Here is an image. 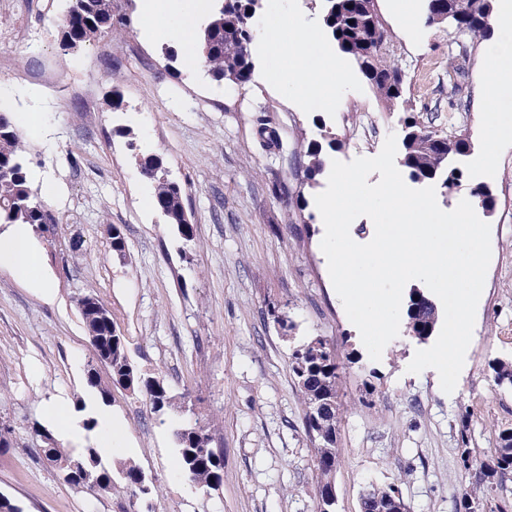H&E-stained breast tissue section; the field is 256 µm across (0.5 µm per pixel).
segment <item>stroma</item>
<instances>
[{
	"instance_id": "35a3bbf8",
	"label": "stroma",
	"mask_w": 512,
	"mask_h": 512,
	"mask_svg": "<svg viewBox=\"0 0 512 512\" xmlns=\"http://www.w3.org/2000/svg\"><path fill=\"white\" fill-rule=\"evenodd\" d=\"M196 0H177L149 17L143 0H115L122 31L76 52L57 47L67 0H0V110L23 128L34 185L58 217L52 238L35 235L36 268L46 289L0 276V496L21 512H314L315 449L290 365L295 342L328 340L340 366L339 459L331 481L337 512H361L372 489L397 485L408 512H455L473 480L460 454H487L495 430L512 427V387L497 384L491 364L512 359V142L496 165L483 158L478 104L491 63L483 47L448 72L446 29L419 22L406 34L393 11L406 0H377L391 36L390 60L407 73L405 104L388 107L351 59L335 96L301 111L270 84L288 69L281 41L317 20L320 0H262L253 19L249 82L215 80L204 65L169 61L168 28L194 16ZM460 94H452V84ZM122 110L111 106L114 94ZM444 133H465V186L491 189L496 208L492 257L455 396L437 372H408L421 344L399 334L371 360L348 319L320 244L325 233L315 196L327 174L304 177L310 142L335 133L327 160L377 156L406 115ZM274 130L260 144V126ZM161 158L184 189L195 238L182 246L154 204L155 186L135 154ZM120 227L123 251L113 250ZM97 296L127 338L131 364L186 394V409L154 411L114 387L105 409L114 419L102 463L138 466L157 493L116 479L108 493L66 482L39 453L32 423L64 399L79 401L92 358L77 307ZM204 419L212 447L224 452L217 489L189 481L177 466L174 431Z\"/></svg>"
}]
</instances>
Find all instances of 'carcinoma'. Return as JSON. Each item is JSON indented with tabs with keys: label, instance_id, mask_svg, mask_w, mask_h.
I'll use <instances>...</instances> for the list:
<instances>
[{
	"label": "carcinoma",
	"instance_id": "carcinoma-1",
	"mask_svg": "<svg viewBox=\"0 0 512 512\" xmlns=\"http://www.w3.org/2000/svg\"><path fill=\"white\" fill-rule=\"evenodd\" d=\"M448 3V34L459 52L467 53L468 43L490 35L489 18L492 0H427V13H435L442 2ZM362 0H323L322 19L326 31L339 51L354 59L364 76L390 105L403 101L405 72L387 63V55L369 57L365 43L389 41V35L379 12L360 8ZM260 0H217L208 23L201 32L200 51L203 62L217 80L235 77L239 83L249 82L252 73L250 46L251 20ZM126 25V19L116 14L114 0H69V6L58 36V49L72 53L95 38ZM402 163L415 180L439 179L451 191L462 185L463 172L458 166L467 155V144L456 136H443L432 126L413 116L404 120L401 137ZM141 174L155 183V206L166 223L175 226L183 244L194 240V227L187 220L183 205V187L168 178L155 155L137 158ZM325 167L323 146L315 141L308 148L305 177L315 178ZM471 193L481 207L492 211L496 199L485 185L471 187ZM0 224H26L31 230H43L46 224H57V218L40 198L34 186L31 160L18 127L6 112H0ZM78 307L85 321L95 361L87 365V385L100 394L102 401L110 398V389L101 385L98 364L110 368L111 382L132 393L142 394L156 412L176 407V397L164 380L138 373L127 356V339L112 320L106 306L93 295H84ZM319 338L297 345L291 351L292 372L304 406L305 430L315 443L314 468L320 476L317 486V512H335L326 500L330 474L336 469V444L328 443L314 410L321 399L339 392L336 359L327 357L318 347ZM178 443L177 463L180 470L196 484L216 487L224 471V453L211 446V437L204 424L196 420L175 431ZM495 445L490 455L473 464L467 436L461 453L464 468H475V486L463 493L457 512H485L484 500L478 489L491 491L488 485L497 475L512 473V427L494 434ZM53 461L65 465L79 461L89 476L99 482L102 491H112V472L101 465L100 450L89 446L73 455L58 442L51 446Z\"/></svg>",
	"mask_w": 512,
	"mask_h": 512
}]
</instances>
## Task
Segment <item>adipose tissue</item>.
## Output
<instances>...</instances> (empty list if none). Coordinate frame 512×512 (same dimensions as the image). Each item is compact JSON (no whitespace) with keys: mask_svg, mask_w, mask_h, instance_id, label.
<instances>
[{"mask_svg":"<svg viewBox=\"0 0 512 512\" xmlns=\"http://www.w3.org/2000/svg\"><path fill=\"white\" fill-rule=\"evenodd\" d=\"M493 39L485 52L493 64L483 81L481 121L487 132L484 158L494 162L501 147L512 141V114L497 111L502 100L512 99V0H497L492 13ZM321 38L319 26L298 29L286 50L292 61L288 72V93L305 110L318 107L322 98L335 94L346 81L345 69L326 63L315 54ZM37 261L34 239L28 225H13L0 236V272L20 279L26 277Z\"/></svg>","mask_w":512,"mask_h":512,"instance_id":"adipose-tissue-1","label":"adipose tissue"}]
</instances>
